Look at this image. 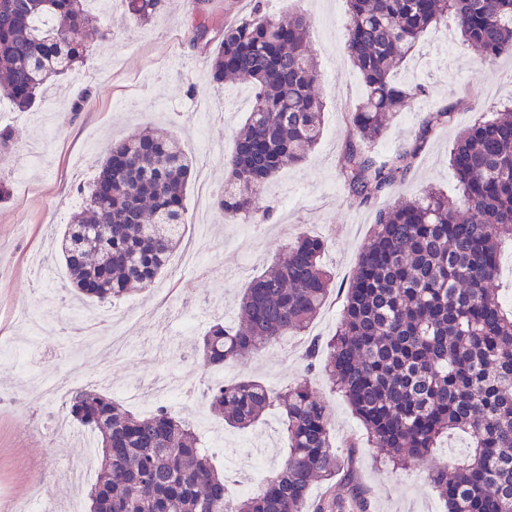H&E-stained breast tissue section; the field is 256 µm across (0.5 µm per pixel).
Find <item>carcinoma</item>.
Instances as JSON below:
<instances>
[{
	"label": "carcinoma",
	"mask_w": 512,
	"mask_h": 512,
	"mask_svg": "<svg viewBox=\"0 0 512 512\" xmlns=\"http://www.w3.org/2000/svg\"><path fill=\"white\" fill-rule=\"evenodd\" d=\"M135 20L165 0H122ZM347 51L364 95L350 113L339 159L349 206L404 180L433 127L452 108L430 114L414 145L378 162L368 145L388 119L425 94L393 74L432 28L457 23L462 42L488 58L512 55V0H346ZM107 35L88 0H0V88L28 112L48 87L84 64ZM211 81L254 90L224 158L215 205L230 218L261 209L267 182L301 162L321 136L325 104L305 15L286 19L256 9L215 30L195 26ZM459 198L436 188L381 211L350 283L336 332L314 339L307 370L324 371L377 447L404 468L418 466L450 432L467 439L463 458L430 474L447 512H512V308L493 287L502 246L512 242V105L467 127L449 151ZM192 159L178 138L143 128L111 143L88 187L84 208L58 240L70 282L111 303L144 290L167 265L184 224ZM327 242L301 234L244 288L240 324L217 321L195 347L222 368L287 334H303L333 288L323 265ZM211 413L245 430L276 407L287 434L281 469L251 493L226 502V476L212 465L195 425L165 405L136 414L90 388L75 389L69 415L99 449L88 492L90 512H347L351 490L337 476L349 465L334 450L328 407L302 381L273 396L255 379L208 389ZM327 485L315 505L308 493Z\"/></svg>",
	"instance_id": "1"
}]
</instances>
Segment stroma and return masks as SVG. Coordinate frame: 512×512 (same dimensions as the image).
I'll return each instance as SVG.
<instances>
[{
    "instance_id": "35a3bbf8",
    "label": "stroma",
    "mask_w": 512,
    "mask_h": 512,
    "mask_svg": "<svg viewBox=\"0 0 512 512\" xmlns=\"http://www.w3.org/2000/svg\"><path fill=\"white\" fill-rule=\"evenodd\" d=\"M257 5L278 16L306 15L318 64V92L325 103L315 149L301 163L280 170L266 186L261 203L272 208L270 219L225 217L211 199L201 201L199 179L191 177L184 199L183 246L152 286L136 294L135 316L123 324L130 345L124 363L108 367L93 347L40 337L43 325L63 323L86 309L68 290L66 268L48 256L47 245L69 224L112 139L146 126L170 132L197 165L206 166L211 198L223 191L221 160L206 159L196 138L205 135L231 153L253 90L244 83L214 85L201 50L189 43L190 32L199 16L220 25L249 15ZM346 23L345 0H204L196 7L170 0L145 25L119 0L101 22L109 33L91 44L82 80L70 76L61 81L35 112L0 113V128L10 129L15 140L12 151L0 154V178L10 189L8 201L0 203V343L33 345L20 364L0 355V512H22L33 485L43 478L59 512H88L86 499L75 497L68 482L46 476L50 462L81 454L83 429L53 434L58 406L48 398L42 380L64 376L68 361H75L99 378L100 392L138 414L143 411L139 397L150 394L153 382L163 375L176 374L186 385L203 389L218 372L203 366L190 341H178L181 305L199 316L196 336H203L218 319L236 325L238 296L250 276L265 271L288 238L302 233L327 240L323 261L334 275L336 290L306 334L289 337L287 352L266 346L234 363L232 378L260 380L273 393L309 380L330 408L337 451L351 460L349 479L365 512H445L428 480L429 465L399 469L388 463L327 376L306 374L302 350L308 337L335 332L342 289L355 273L378 210L431 187L457 197L448 150L464 128L512 103V57L481 58L462 43L455 26L430 29L396 74L397 82L424 84L428 93L397 113L369 151L385 161L414 143L429 113L451 104L453 117L429 134L403 185L352 207L338 159L349 135L348 114L363 95L364 84L346 50ZM76 103L81 106L77 112L72 109ZM202 222L211 226L209 256L222 265L223 277L201 279L182 265L183 247L194 241ZM212 423L239 447L269 451L258 463L240 456L227 484L231 495H239L241 484L257 474L272 475L283 463L288 440L277 413L243 431L217 417Z\"/></svg>"
}]
</instances>
